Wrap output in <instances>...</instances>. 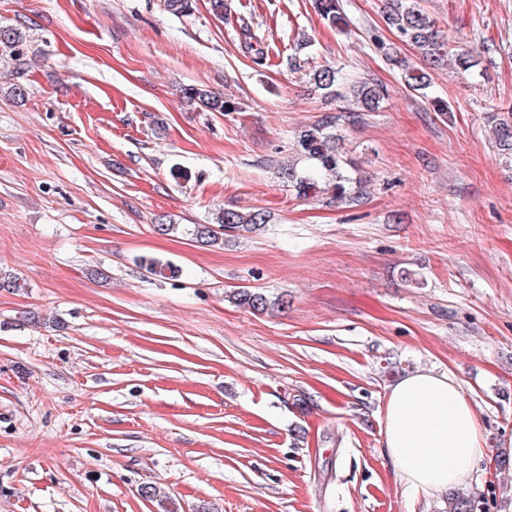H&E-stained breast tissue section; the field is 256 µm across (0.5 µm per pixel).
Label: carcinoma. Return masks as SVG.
Here are the masks:
<instances>
[{
	"mask_svg": "<svg viewBox=\"0 0 512 512\" xmlns=\"http://www.w3.org/2000/svg\"><path fill=\"white\" fill-rule=\"evenodd\" d=\"M194 4L195 0H164L165 9L176 16L191 14ZM313 7L328 25L339 29L348 25L339 0H313ZM383 19L389 28L396 31L401 42L418 50L422 61L428 65L446 64L459 73H469L478 66L473 55L448 42V37L438 29L436 21L421 8L419 0H385ZM244 36V52L258 62L265 60L269 55L266 43L252 36L247 28L244 29ZM24 39L25 35L21 31L0 27V46L9 49L13 70L17 75L23 74L28 66L25 52L21 48ZM380 50L392 65L401 68L404 80L412 90L423 93L430 88L431 75L428 72L409 66L399 57L394 47L382 45ZM308 76L311 84L321 91L324 101L331 102L341 97L340 71L337 69L321 66L309 71ZM350 90L352 99L348 105L324 110L320 119L300 131L294 149L295 158L281 165L282 177L294 184L301 198L347 204L367 194V180L344 167L340 129L361 122L363 113L376 111L385 97V90L377 82H358ZM182 98L210 112L231 113L239 109L234 99L197 86L184 88ZM490 111L494 112L492 134L496 147L502 155L512 158V110L501 112L492 106ZM266 223L268 215L261 208L249 211L225 209L217 216L216 223L196 224L190 234L205 245H218L242 232H254ZM139 265L160 277L177 272L173 263L153 257H140ZM233 300L239 306L260 314L284 305L283 299H271L252 288L237 289ZM474 508L475 499L464 492L456 491L448 497V512H474Z\"/></svg>",
	"mask_w": 512,
	"mask_h": 512,
	"instance_id": "obj_1",
	"label": "carcinoma"
}]
</instances>
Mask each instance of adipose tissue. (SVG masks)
<instances>
[{
    "instance_id": "adipose-tissue-1",
    "label": "adipose tissue",
    "mask_w": 512,
    "mask_h": 512,
    "mask_svg": "<svg viewBox=\"0 0 512 512\" xmlns=\"http://www.w3.org/2000/svg\"><path fill=\"white\" fill-rule=\"evenodd\" d=\"M382 425L396 473L418 490L443 492L467 484L486 454L472 405L444 372L421 370L395 384Z\"/></svg>"
}]
</instances>
